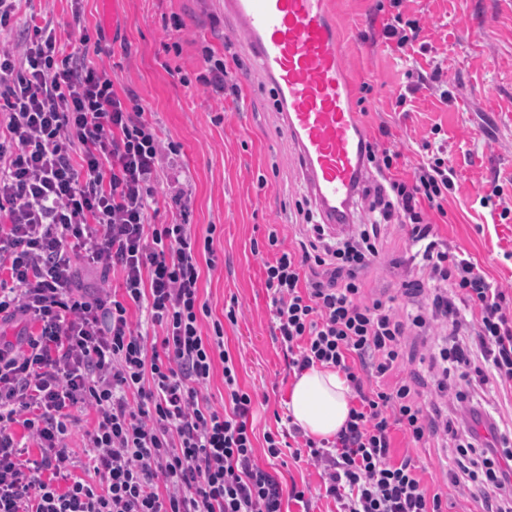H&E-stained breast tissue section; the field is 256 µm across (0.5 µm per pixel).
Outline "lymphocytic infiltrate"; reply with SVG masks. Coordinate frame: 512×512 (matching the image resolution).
Listing matches in <instances>:
<instances>
[{"mask_svg":"<svg viewBox=\"0 0 512 512\" xmlns=\"http://www.w3.org/2000/svg\"><path fill=\"white\" fill-rule=\"evenodd\" d=\"M82 49L61 55L51 25L29 23L0 49V512H287L306 492L283 489L258 465L254 399L224 349V326L200 296V255L216 225L149 221L159 173L180 146L162 141L133 95L119 96ZM399 153L371 144L376 172L363 190L367 222L332 237L310 224L291 245L268 232L264 264L272 334L293 374L318 365L344 373L352 406L334 439L306 438L293 458L317 468L337 512H443L442 494L410 459L393 461V433L441 441L448 489L482 512H512V450L497 395L512 390V300L471 258L439 243L456 170L437 154L412 179L393 177ZM404 224L425 265L408 302L367 298L361 274L379 256L382 228ZM120 271L124 295L82 285L77 263ZM143 307L161 335L143 332ZM430 351L438 402L413 380L380 384L408 342ZM224 365V409L201 391ZM466 390L453 389L451 378ZM91 410L86 454L95 481L74 473L67 439ZM21 426L39 450L14 439Z\"/></svg>","mask_w":512,"mask_h":512,"instance_id":"1","label":"lymphocytic infiltrate"}]
</instances>
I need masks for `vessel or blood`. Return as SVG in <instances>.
Masks as SVG:
<instances>
[{
  "label": "vessel or blood",
  "instance_id": "vessel-or-blood-1",
  "mask_svg": "<svg viewBox=\"0 0 512 512\" xmlns=\"http://www.w3.org/2000/svg\"><path fill=\"white\" fill-rule=\"evenodd\" d=\"M252 66L276 91L304 186L322 223H353L364 179V130L344 66L332 0H224Z\"/></svg>",
  "mask_w": 512,
  "mask_h": 512
}]
</instances>
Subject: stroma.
Instances as JSON below:
<instances>
[{
    "instance_id": "35a3bbf8",
    "label": "stroma",
    "mask_w": 512,
    "mask_h": 512,
    "mask_svg": "<svg viewBox=\"0 0 512 512\" xmlns=\"http://www.w3.org/2000/svg\"><path fill=\"white\" fill-rule=\"evenodd\" d=\"M334 9L366 136L400 151V177L411 176L425 143L443 145L458 179L446 217L435 220L438 237L512 295V215L500 216L502 206L512 207V0H334ZM398 14L421 28L403 51L382 37ZM19 22L55 26L66 54L83 34L102 29V51L89 53V61L106 67L119 95L138 98L164 141L180 144L160 173L150 221L179 223L170 195L181 190L197 231L216 225L215 263L200 267V296L210 310L202 332L224 323V348L254 397L255 459L283 487H310L307 504L290 503V512H336L332 500L316 494L321 477L314 466L288 455L270 460L263 448V434L279 431L289 414L295 381L272 336L267 234L275 226L291 242L300 209L313 204L282 133L274 91L250 68L247 38L225 15L224 0H22ZM206 47L227 55L237 93L220 96L197 85ZM437 66L442 87L419 85L418 74ZM496 188L500 204L482 206ZM412 255L406 228L386 226L380 256L363 274L368 293L393 295L404 277H416ZM406 457L432 488L444 489L441 450L414 447L395 432L393 458Z\"/></svg>"
}]
</instances>
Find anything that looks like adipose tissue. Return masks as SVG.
Masks as SVG:
<instances>
[{
    "label": "adipose tissue",
    "mask_w": 512,
    "mask_h": 512,
    "mask_svg": "<svg viewBox=\"0 0 512 512\" xmlns=\"http://www.w3.org/2000/svg\"><path fill=\"white\" fill-rule=\"evenodd\" d=\"M350 389L343 374L328 367H313L297 377L291 390L289 411L307 435H336L348 419Z\"/></svg>",
    "instance_id": "adipose-tissue-1"
}]
</instances>
